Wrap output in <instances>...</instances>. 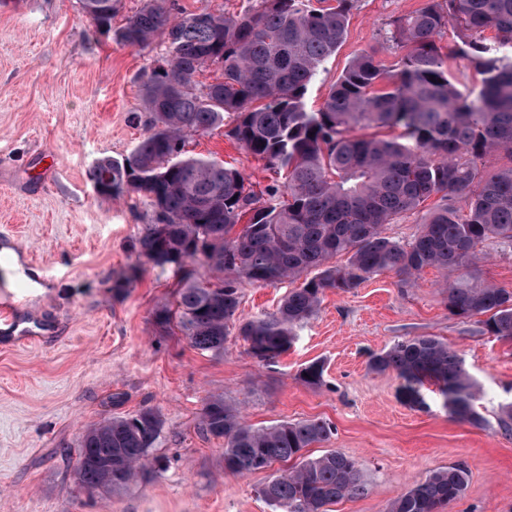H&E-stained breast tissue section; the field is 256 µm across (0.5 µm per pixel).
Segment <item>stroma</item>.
<instances>
[{
	"mask_svg": "<svg viewBox=\"0 0 512 512\" xmlns=\"http://www.w3.org/2000/svg\"><path fill=\"white\" fill-rule=\"evenodd\" d=\"M425 0H358L346 39L306 96L319 109L348 62L376 50L394 68L385 37L392 20ZM164 54L161 42L140 50L95 33L78 0H0V296L22 299L19 328L39 342L0 337V512H274L260 495L271 470L243 476L224 469V441L198 423L213 397L266 427L323 418L328 445L362 468L364 497L329 512H385L432 471L464 463L465 493L447 512H512V431L502 404L512 401V342L485 332L477 318L453 315L445 272L433 267L402 286L394 272L358 288L326 290L319 310L291 349L261 362L229 337L221 354L191 347L158 311L174 307L177 278L139 259L135 239L152 217L144 198L99 195L89 171L121 158L141 139L130 122L141 109L142 80ZM191 153L230 164L263 189L270 174L224 129L193 137ZM469 269L478 282L512 290V249L495 241ZM45 277L26 293L21 280ZM291 282L244 286L237 320L276 310ZM433 336L463 358L481 393L483 428L460 423L432 386L425 406L400 400L395 373L369 370L371 354L394 342ZM322 361L321 385L298 374ZM158 411L164 433L154 451L163 472L112 493H87L74 479L79 441L106 418Z\"/></svg>",
	"mask_w": 512,
	"mask_h": 512,
	"instance_id": "1",
	"label": "stroma"
}]
</instances>
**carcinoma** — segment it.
<instances>
[{
  "instance_id": "carcinoma-1",
  "label": "carcinoma",
  "mask_w": 512,
  "mask_h": 512,
  "mask_svg": "<svg viewBox=\"0 0 512 512\" xmlns=\"http://www.w3.org/2000/svg\"><path fill=\"white\" fill-rule=\"evenodd\" d=\"M358 0H255L237 15L220 10L188 13L178 0H144L125 22L112 26L118 0H79L95 30L123 46L145 49L160 38L162 63L142 83L143 111L134 115L145 135L122 159L105 158L90 171L98 194H137L153 219L142 226L138 256L181 272L177 314L158 315L177 326L191 347L222 353L244 284L268 286L309 271L314 276L288 292L276 311L239 324L237 338L260 361L286 352L297 330L316 313L327 289L350 291L369 277L393 271L404 285L427 267L457 271L479 259L489 239L512 248V165L487 174L492 152L512 159V0H426L394 19L386 41L401 52L396 72L377 51L354 56L330 87L322 107L306 108V95L325 63L342 46ZM457 29L453 55L482 76L478 93L464 94L448 75L450 55L438 40ZM214 65L222 79L208 85L197 73ZM232 118L227 136L280 179L256 195L243 172L185 150L188 138ZM365 127L400 128L389 139L364 137ZM454 197L430 210L409 243L384 226L411 214L431 196ZM248 222L239 225L244 216ZM347 256L342 265L333 263ZM215 274L206 284L191 266ZM448 310L484 316L488 333L512 341V291L460 278L448 285ZM370 370L393 372L398 395L424 404L422 388H438L442 407L461 423L481 427L478 383L459 354L432 336L397 341L371 356ZM315 362L299 373L322 383ZM164 427L153 409L112 416L81 438L78 486L112 493L146 476ZM200 428L224 439V469L244 475L276 462H294L262 488L275 512H326L368 488L358 462L329 449L305 455L330 440L324 419L247 424L240 412L213 398ZM462 463L428 475L396 498L387 512H444L464 493Z\"/></svg>"
}]
</instances>
